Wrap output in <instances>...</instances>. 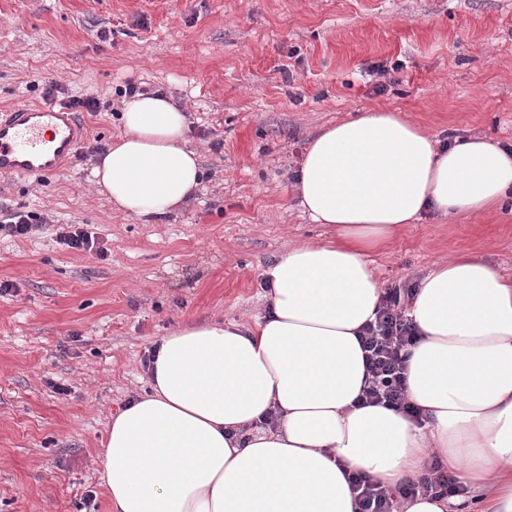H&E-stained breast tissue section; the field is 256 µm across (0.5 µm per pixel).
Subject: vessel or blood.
Returning <instances> with one entry per match:
<instances>
[{
    "instance_id": "1",
    "label": "vessel or blood",
    "mask_w": 512,
    "mask_h": 512,
    "mask_svg": "<svg viewBox=\"0 0 512 512\" xmlns=\"http://www.w3.org/2000/svg\"><path fill=\"white\" fill-rule=\"evenodd\" d=\"M83 134L62 105L21 106L0 114V176L48 175L76 152Z\"/></svg>"
}]
</instances>
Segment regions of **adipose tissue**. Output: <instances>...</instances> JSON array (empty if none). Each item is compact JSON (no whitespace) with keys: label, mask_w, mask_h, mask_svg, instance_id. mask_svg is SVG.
Listing matches in <instances>:
<instances>
[{"label":"adipose tissue","mask_w":512,"mask_h":512,"mask_svg":"<svg viewBox=\"0 0 512 512\" xmlns=\"http://www.w3.org/2000/svg\"><path fill=\"white\" fill-rule=\"evenodd\" d=\"M124 131L93 168L113 207L151 221L202 187L189 118L172 98L123 100ZM300 206L333 237L289 247L263 273L254 326L191 324L161 338L149 390L113 415L104 474L113 512H358L361 474L398 512H512V275L452 254L406 315V413L366 399L361 335L385 290L368 258L406 225L512 201V149L475 136L444 147L388 110L309 142ZM462 492L401 490L431 466Z\"/></svg>","instance_id":"1"}]
</instances>
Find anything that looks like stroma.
<instances>
[{"label":"stroma","instance_id":"obj_1","mask_svg":"<svg viewBox=\"0 0 512 512\" xmlns=\"http://www.w3.org/2000/svg\"><path fill=\"white\" fill-rule=\"evenodd\" d=\"M93 95L56 173L0 178V212L85 224L106 258L53 231L0 234V512H111L107 426L143 360L185 324H253L260 273L324 234L293 188L308 142L353 112L512 146V0H0V109ZM189 114L203 189L162 224L97 193V146L121 134L127 84ZM467 252L512 274V212L407 225L373 256L385 287Z\"/></svg>","mask_w":512,"mask_h":512}]
</instances>
